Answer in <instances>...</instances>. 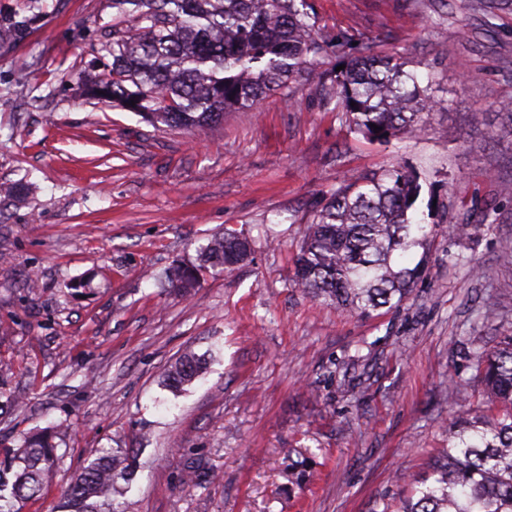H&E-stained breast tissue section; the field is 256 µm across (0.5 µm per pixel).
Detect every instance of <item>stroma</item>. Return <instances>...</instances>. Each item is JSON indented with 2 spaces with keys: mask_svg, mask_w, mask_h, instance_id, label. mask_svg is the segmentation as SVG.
<instances>
[{
  "mask_svg": "<svg viewBox=\"0 0 512 512\" xmlns=\"http://www.w3.org/2000/svg\"><path fill=\"white\" fill-rule=\"evenodd\" d=\"M312 3L325 34L347 37L312 62V81L193 134L85 96L112 0H0L40 15L0 49V184L20 188L0 198V365L21 400L0 415V448L59 428L55 477L22 512H54L103 448L137 456L130 512H396L460 406L484 409L454 341L490 349L512 330V123L498 109L512 98V0L449 18L429 0ZM363 51L433 77L424 134L372 141L322 102L317 78ZM391 167L420 173L426 223L490 192L502 219L438 234L410 299L377 317L294 288L302 232L329 193ZM227 229L250 239L248 260L188 296L156 285ZM189 349L212 358L176 397L161 375ZM195 466L208 480L184 486Z\"/></svg>",
  "mask_w": 512,
  "mask_h": 512,
  "instance_id": "35a3bbf8",
  "label": "stroma"
}]
</instances>
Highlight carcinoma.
<instances>
[{"label": "carcinoma", "instance_id": "1", "mask_svg": "<svg viewBox=\"0 0 512 512\" xmlns=\"http://www.w3.org/2000/svg\"><path fill=\"white\" fill-rule=\"evenodd\" d=\"M112 8V39L96 49L112 56L109 77L87 75L85 95L94 98L105 85L113 103L145 122L196 132L291 88L309 76L311 61L345 41L342 34L320 35L311 0H112ZM29 24L14 12L0 14V45L22 41ZM343 65L320 87L353 132L387 141L426 131L438 106L433 81L421 83L393 55H359ZM421 191L409 169L345 177L304 232L294 286L350 315L400 308L425 274L429 245L441 232L437 224L413 221L411 198ZM500 215L494 201L476 202L448 233L467 235L472 224H497ZM418 249L419 260L408 265ZM250 251L249 240L235 232L213 235L197 263L166 273L167 286L188 295L205 274L239 265ZM460 346L489 395L488 412H460L430 481L414 488L401 512H512V332L491 350ZM205 370L203 357L186 353L169 366L162 385L178 395ZM55 437L52 428L23 433L18 447L0 457V512H20L18 504L49 481ZM134 472L129 449L103 450L71 479L55 512H119L116 497Z\"/></svg>", "mask_w": 512, "mask_h": 512}]
</instances>
